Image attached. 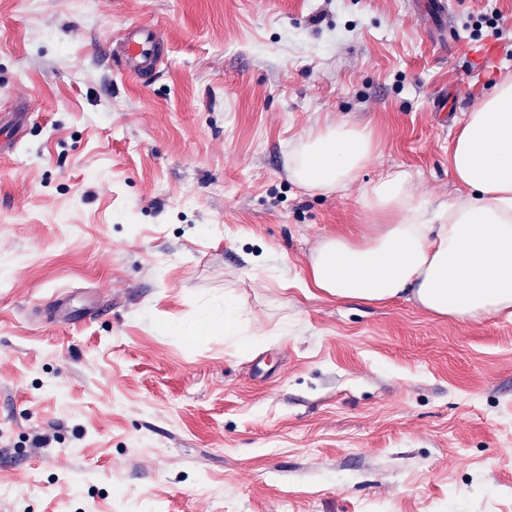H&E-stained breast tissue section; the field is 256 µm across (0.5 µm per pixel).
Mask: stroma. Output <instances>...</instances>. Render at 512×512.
I'll return each instance as SVG.
<instances>
[{
	"label": "stroma",
	"mask_w": 512,
	"mask_h": 512,
	"mask_svg": "<svg viewBox=\"0 0 512 512\" xmlns=\"http://www.w3.org/2000/svg\"><path fill=\"white\" fill-rule=\"evenodd\" d=\"M0 0V512H512V318L306 288L326 237L427 210L512 76V0ZM151 20L166 63L112 57ZM350 122L358 184L309 192L288 156ZM236 308L234 335L191 332ZM188 327L185 335L172 326Z\"/></svg>",
	"instance_id": "stroma-1"
}]
</instances>
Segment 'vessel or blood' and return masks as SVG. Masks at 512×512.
<instances>
[{"mask_svg":"<svg viewBox=\"0 0 512 512\" xmlns=\"http://www.w3.org/2000/svg\"><path fill=\"white\" fill-rule=\"evenodd\" d=\"M159 25L141 22L124 28L113 41V52L126 75L140 79L155 73L164 61Z\"/></svg>","mask_w":512,"mask_h":512,"instance_id":"1","label":"vessel or blood"}]
</instances>
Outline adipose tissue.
Instances as JSON below:
<instances>
[{"mask_svg":"<svg viewBox=\"0 0 512 512\" xmlns=\"http://www.w3.org/2000/svg\"><path fill=\"white\" fill-rule=\"evenodd\" d=\"M376 149L353 123L310 132L289 158L306 190L328 194L357 183ZM454 180L472 194L427 218L401 171L363 186L361 203L384 217L370 239H322L307 287L339 301L405 299L436 318L512 316V78L469 113L451 155Z\"/></svg>","mask_w":512,"mask_h":512,"instance_id":"ef3b65f1","label":"adipose tissue"}]
</instances>
